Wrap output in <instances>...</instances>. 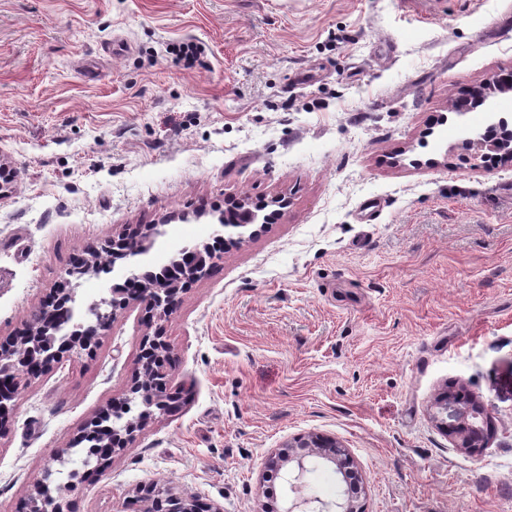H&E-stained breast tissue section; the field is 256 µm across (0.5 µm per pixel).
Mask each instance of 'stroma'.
I'll use <instances>...</instances> for the list:
<instances>
[{"mask_svg":"<svg viewBox=\"0 0 512 512\" xmlns=\"http://www.w3.org/2000/svg\"><path fill=\"white\" fill-rule=\"evenodd\" d=\"M509 70L512 0H0V336L113 233L158 225V268L232 201L287 200L165 321L183 405L106 470L69 483L59 452L124 393L141 307L22 380L0 512L48 476L74 512H143L151 484L284 512L266 462L303 434L347 449L362 512H512V164L451 110ZM451 388L488 415L477 453L431 418Z\"/></svg>","mask_w":512,"mask_h":512,"instance_id":"stroma-1","label":"stroma"}]
</instances>
